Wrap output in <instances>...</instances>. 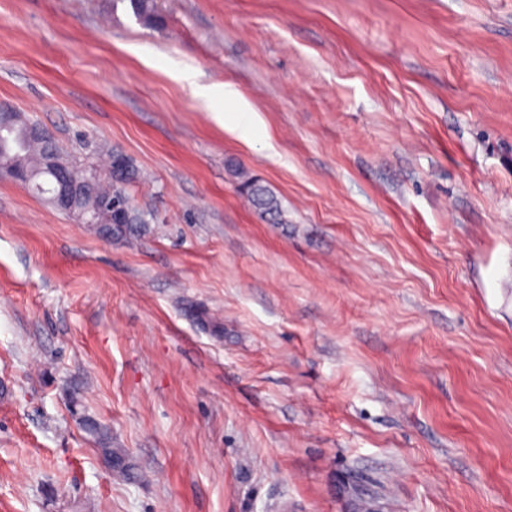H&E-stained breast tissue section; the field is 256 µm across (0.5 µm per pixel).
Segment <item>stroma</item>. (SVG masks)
<instances>
[{
  "mask_svg": "<svg viewBox=\"0 0 512 512\" xmlns=\"http://www.w3.org/2000/svg\"><path fill=\"white\" fill-rule=\"evenodd\" d=\"M155 5L0 0V102L148 220L0 174V512H512V0ZM221 93L223 94L224 103L228 102L235 106V111L230 115V120L234 126L243 136H250L255 130V112L231 84H224ZM240 179L238 190L257 214L273 224H285L284 210L278 196L262 180L249 176L243 170L235 169ZM80 419L85 432L101 445L99 449L104 457L112 458V456H116L122 458L117 451H122L123 449L112 448V438L109 437L108 429L105 425L87 415H82Z\"/></svg>",
  "mask_w": 512,
  "mask_h": 512,
  "instance_id": "1",
  "label": "stroma"
}]
</instances>
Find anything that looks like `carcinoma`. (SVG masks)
Segmentation results:
<instances>
[{
	"label": "carcinoma",
	"instance_id": "obj_1",
	"mask_svg": "<svg viewBox=\"0 0 512 512\" xmlns=\"http://www.w3.org/2000/svg\"><path fill=\"white\" fill-rule=\"evenodd\" d=\"M127 2L136 19L146 23H155L159 20L155 0H127ZM28 126L29 123L24 121L19 113H13L9 128L0 136V162L27 173L34 191L47 195L48 203L53 205L58 176L44 169L42 160L44 154L49 150L57 149V145L51 138L30 139ZM117 159L125 162V179L112 183L100 179L88 187L81 200V207L92 209L103 199L112 197V202L116 205L115 211L112 212V223L104 225L103 228V233L111 240L137 237L146 230L147 224L143 213L134 206L127 193V186L138 180L139 171L129 157L119 151L112 152V160ZM235 174L239 178L240 195L261 218L274 224L287 223L280 199L266 183L240 169L235 170ZM185 311L196 321L209 326L212 334L216 336L224 334V324L213 319L207 311L193 305L186 307ZM81 423L85 432L101 445L102 455L107 457L117 455V449L112 447V438L109 437L105 425L87 415L81 416Z\"/></svg>",
	"mask_w": 512,
	"mask_h": 512
}]
</instances>
